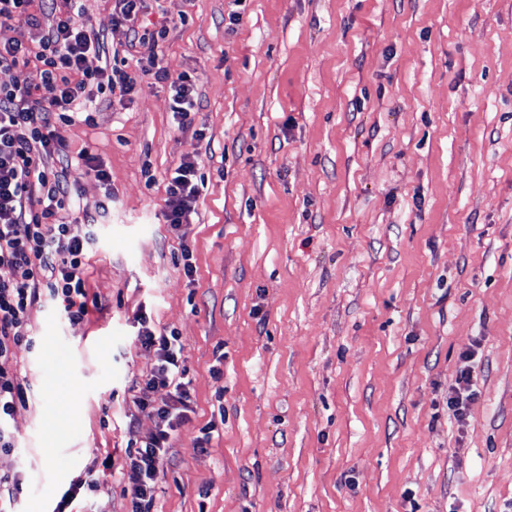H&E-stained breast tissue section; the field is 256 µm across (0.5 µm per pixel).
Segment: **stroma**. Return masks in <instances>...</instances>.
I'll list each match as a JSON object with an SVG mask.
<instances>
[{
    "label": "stroma",
    "mask_w": 512,
    "mask_h": 512,
    "mask_svg": "<svg viewBox=\"0 0 512 512\" xmlns=\"http://www.w3.org/2000/svg\"><path fill=\"white\" fill-rule=\"evenodd\" d=\"M80 5L104 39L89 68L138 71L135 31L166 29L198 108L178 128L146 77L64 131L109 176L66 171L81 210L108 209L88 255L102 307L30 313L34 395L0 453L18 512H53L90 470L101 489L71 512H127L96 455L155 427L131 392L156 362L141 315L179 336L196 403L155 512H512V0H144L132 29L120 0ZM184 159L199 197L174 228ZM197 164L183 160L174 170L166 185L164 218L171 227H177L194 211L199 188Z\"/></svg>",
    "instance_id": "1"
}]
</instances>
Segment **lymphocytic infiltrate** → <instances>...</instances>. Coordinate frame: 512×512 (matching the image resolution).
I'll return each instance as SVG.
<instances>
[{
	"instance_id": "lymphocytic-infiltrate-1",
	"label": "lymphocytic infiltrate",
	"mask_w": 512,
	"mask_h": 512,
	"mask_svg": "<svg viewBox=\"0 0 512 512\" xmlns=\"http://www.w3.org/2000/svg\"><path fill=\"white\" fill-rule=\"evenodd\" d=\"M41 2L52 22L37 47L24 39L0 46V69L15 70L11 86L0 87V452H11L17 440L10 421L32 392L22 377L16 351L32 346L28 334L30 312L52 304L72 322L89 312L87 281L91 228L97 215L86 213L65 221L73 196L64 171L74 160L91 163L87 150L71 153L63 134L81 111L88 87L132 93L142 77L168 83L172 111L189 123L197 104V78L189 73L170 77L159 65L165 30L139 36L148 51V65L129 73L120 67L91 71L88 53L100 50L102 36L76 26L70 11L58 0H0V26L36 27L30 8ZM195 162L181 161L166 185L167 224L176 227L193 212L199 188ZM136 341L154 351L156 362L138 386L135 404L153 410L154 431L126 452L121 466L129 473L123 495L130 512H152L156 486L172 459L169 450L179 429L195 412L190 385L185 380L183 347L176 334L142 326ZM160 387L171 399L154 405L151 395Z\"/></svg>"
}]
</instances>
